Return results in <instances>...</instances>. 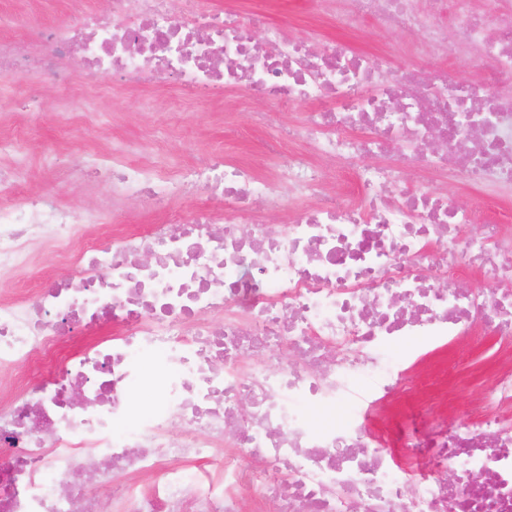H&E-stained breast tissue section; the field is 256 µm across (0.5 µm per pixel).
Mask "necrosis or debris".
Segmentation results:
<instances>
[{
  "label": "necrosis or debris",
  "mask_w": 512,
  "mask_h": 512,
  "mask_svg": "<svg viewBox=\"0 0 512 512\" xmlns=\"http://www.w3.org/2000/svg\"><path fill=\"white\" fill-rule=\"evenodd\" d=\"M185 2L110 0L36 42L0 37V71L55 82L76 57L91 81L238 92L266 105L253 130L311 152L269 175L227 159L165 186L113 158L97 166L113 201L202 203L91 238L110 211L18 196L27 151L0 136V276L30 267L35 240L70 270L0 296V372L32 374L0 391V512H512V355L456 420L432 399L399 404L411 370L474 325L512 344V228L468 234L447 189L401 178L512 194V0H314L347 32L373 20L409 34L429 61L479 47L465 80ZM302 104L300 122L273 125L270 108ZM319 157L354 170V202L323 193ZM462 269L485 291L460 287ZM360 376L372 387L356 395ZM150 387L160 400L138 399Z\"/></svg>",
  "instance_id": "obj_1"
}]
</instances>
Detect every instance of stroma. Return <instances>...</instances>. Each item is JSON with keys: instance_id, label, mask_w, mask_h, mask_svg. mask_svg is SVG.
I'll return each instance as SVG.
<instances>
[{"instance_id": "1", "label": "stroma", "mask_w": 512, "mask_h": 512, "mask_svg": "<svg viewBox=\"0 0 512 512\" xmlns=\"http://www.w3.org/2000/svg\"><path fill=\"white\" fill-rule=\"evenodd\" d=\"M243 10L262 9L294 38L327 39L337 36L335 25L312 18L311 0H238ZM355 51L378 45L391 46L397 64L415 63L407 34L387 31L374 21H365L350 37ZM62 89L40 75L14 77L0 74V132L29 139V163L21 191L47 194L78 211H93L109 196L107 184L78 187L68 183L65 163L76 160L94 166L99 157L112 152L128 160L149 162L159 180L175 178L185 166L202 167L224 154L246 155L258 169H265L273 155L265 138L249 127V107L235 102L199 103L180 96L173 86L155 93L151 109H143L147 92L136 86H111L99 106L108 123L94 136L85 130L97 122L96 115L70 114L61 99ZM32 98L34 113L11 109L14 100ZM500 340L490 331L477 329L470 342L453 350L445 371L426 378L428 390L448 391V416L459 418L469 398L478 393L497 359Z\"/></svg>"}]
</instances>
